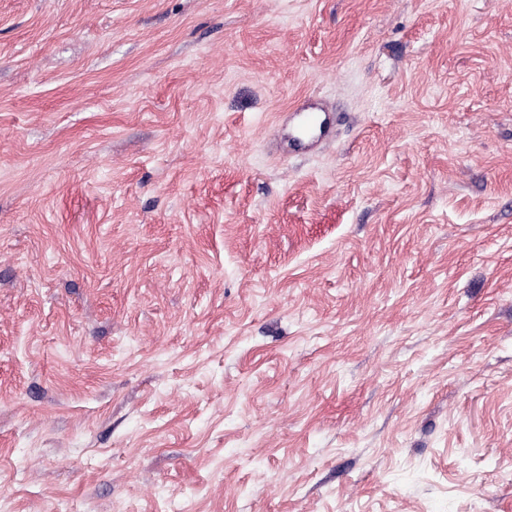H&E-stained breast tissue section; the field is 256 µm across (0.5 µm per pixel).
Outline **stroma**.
I'll return each mask as SVG.
<instances>
[{
  "label": "stroma",
  "instance_id": "35a3bbf8",
  "mask_svg": "<svg viewBox=\"0 0 512 512\" xmlns=\"http://www.w3.org/2000/svg\"><path fill=\"white\" fill-rule=\"evenodd\" d=\"M0 512H512V0H0ZM299 118V123L304 129H318L320 138L314 142H306L300 137L288 138V152L299 153L307 152L312 146L318 143L322 138L327 136L331 130V118L328 112L322 111L314 104L303 108L300 112L296 113Z\"/></svg>",
  "mask_w": 512,
  "mask_h": 512
}]
</instances>
